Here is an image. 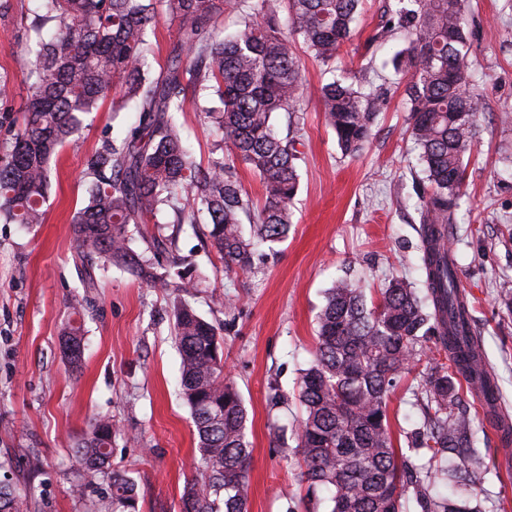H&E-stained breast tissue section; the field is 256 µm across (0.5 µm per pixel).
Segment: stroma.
I'll return each mask as SVG.
<instances>
[{
  "label": "stroma",
  "mask_w": 512,
  "mask_h": 512,
  "mask_svg": "<svg viewBox=\"0 0 512 512\" xmlns=\"http://www.w3.org/2000/svg\"><path fill=\"white\" fill-rule=\"evenodd\" d=\"M394 2L363 0L352 39L335 63L336 77L365 76L389 89L373 136L357 156L342 154L318 100L317 89L330 74L311 57L301 58L307 93L300 123L291 125L284 113L275 118L279 134L297 137L302 152L285 241L260 247L250 271L228 274L206 225L174 223L168 212L156 217L183 259L181 272L200 283L191 304L218 327L224 365L248 411V512H325L309 496L297 456L278 449L273 430L283 428L288 448H295L305 416L295 393L312 359L327 289L346 276L371 302L389 279L422 285L417 189L423 173L408 130L404 80L390 64L408 37L382 30ZM37 11V0H8L0 9V77L12 86L11 97L0 100V155L27 102L24 48ZM466 15L480 117L477 141L464 156L465 196L451 236L452 259L500 406L512 416V308L498 292L499 283L512 282V0H468ZM177 121L198 160L217 158L194 102ZM137 122L134 107L109 92L86 116L77 144L52 158L43 223L0 222V483L26 494L31 512H96L110 497L106 479L81 496L71 489L73 446L97 417L110 418L118 430L110 466L135 479L137 512H181L183 488L196 475V430L178 387L169 289L113 268L100 272L85 316L87 349L79 371H71L60 347L69 302L80 290L72 217L86 199L85 160ZM225 294L237 301L233 312L212 301ZM436 356L433 343H426L420 362L390 396L394 444L421 477L408 486L403 512H422L437 495L461 497L425 479L428 457L411 445L426 416L420 381ZM460 395L479 453L472 465L483 487L478 506L512 512V459H500L479 398L466 389Z\"/></svg>",
  "instance_id": "obj_1"
}]
</instances>
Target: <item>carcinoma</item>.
Listing matches in <instances>:
<instances>
[{"label":"carcinoma","mask_w":512,"mask_h":512,"mask_svg":"<svg viewBox=\"0 0 512 512\" xmlns=\"http://www.w3.org/2000/svg\"><path fill=\"white\" fill-rule=\"evenodd\" d=\"M286 5V20L279 4ZM361 0H39L40 18L24 58L29 98L9 153L0 157V220L40 224L57 147L73 142L83 116L113 88L135 104L138 123L87 157V202L74 216L76 267L81 287H98L96 271L131 269L139 278L163 279L157 256L175 267L167 240L152 236L150 255L134 251L136 231L171 210L178 224H207L224 269L247 271L254 243L288 237L300 175L296 141L281 137L274 118L296 117L306 92L298 48L323 65L350 40ZM165 7L177 23L167 64L152 74L146 30ZM239 15L226 36L218 21ZM464 0H398L386 24L405 30L407 48L391 59L407 76L404 95L417 163L426 185L419 196L423 291L393 278L379 301L367 305L362 289L341 278L318 315L314 357L301 376L298 398L306 416L296 452L308 491L328 493V512H401L413 474L393 446L388 405L397 378L420 360L434 338L448 363L429 367L424 379L427 425L416 442L435 475L450 488L479 496L465 454L442 464L450 448L472 447L470 418L459 407L458 381L475 394L489 388L477 329L448 258L452 225L464 196L463 156L474 144L479 113L470 89ZM214 93L219 111H205L216 147L228 158L204 166L186 147L175 113L188 98ZM328 124L341 150L358 153L371 136L387 96L362 82L333 80L319 89ZM240 160L259 177L262 207L234 172ZM253 223V240L240 231ZM86 295L70 302L74 319L61 332L70 366L84 356ZM174 339L181 356V394L196 427L197 475L187 483L183 512H247L252 455L248 414L224 375L218 328L186 300L174 307ZM109 418L93 419L75 443L72 491L81 495L104 474L112 457ZM112 498L102 512H133L136 485L123 471L111 476ZM0 512H29L26 497L0 486Z\"/></svg>","instance_id":"1"}]
</instances>
